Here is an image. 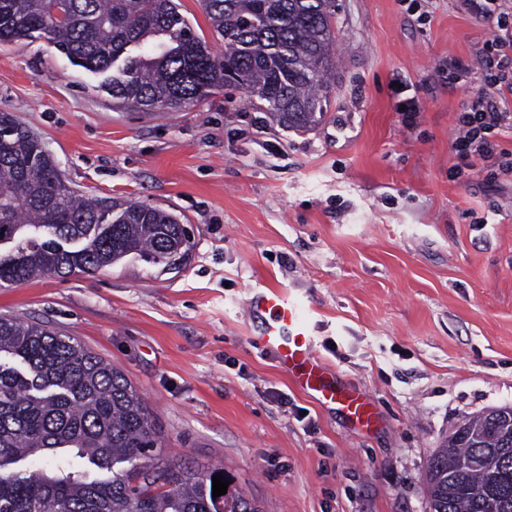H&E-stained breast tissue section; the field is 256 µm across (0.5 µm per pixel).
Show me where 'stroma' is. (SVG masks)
Listing matches in <instances>:
<instances>
[{
  "mask_svg": "<svg viewBox=\"0 0 512 512\" xmlns=\"http://www.w3.org/2000/svg\"><path fill=\"white\" fill-rule=\"evenodd\" d=\"M323 121L279 125L240 89L179 112L113 105L101 76L43 38L0 42V111L74 188L177 213L193 247L164 270L0 288V314L78 338L135 386L170 454L221 467L262 512H429L427 464L465 419L512 406V180L450 177L473 60L493 22L427 0H337ZM403 78L405 94L392 82ZM420 110L405 124L401 96ZM300 300L319 355L371 396L356 429L256 343L251 291Z\"/></svg>",
  "mask_w": 512,
  "mask_h": 512,
  "instance_id": "35a3bbf8",
  "label": "stroma"
}]
</instances>
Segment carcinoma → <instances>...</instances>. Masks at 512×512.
<instances>
[{
    "instance_id": "1",
    "label": "carcinoma",
    "mask_w": 512,
    "mask_h": 512,
    "mask_svg": "<svg viewBox=\"0 0 512 512\" xmlns=\"http://www.w3.org/2000/svg\"><path fill=\"white\" fill-rule=\"evenodd\" d=\"M224 53L213 54L176 0H0V41L39 35L104 74L118 106L176 112L234 86L281 125L307 131L328 111L336 0H202ZM0 286L93 274L130 256L172 269L191 247L172 212L84 197L11 112H0ZM0 512H261L238 490L213 497L222 467L167 455L137 389L81 341L0 315ZM47 455L52 464L27 469ZM103 477L91 479L86 467ZM430 512H512V406L468 418L426 471Z\"/></svg>"
}]
</instances>
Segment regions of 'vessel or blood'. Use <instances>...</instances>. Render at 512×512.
I'll return each mask as SVG.
<instances>
[{"label": "vessel or blood", "mask_w": 512, "mask_h": 512, "mask_svg": "<svg viewBox=\"0 0 512 512\" xmlns=\"http://www.w3.org/2000/svg\"><path fill=\"white\" fill-rule=\"evenodd\" d=\"M248 313L260 321L259 342L293 384L318 404L339 408L360 429L375 422V406L362 389L340 385L334 369L314 350L304 306L269 289L250 295Z\"/></svg>", "instance_id": "obj_1"}]
</instances>
